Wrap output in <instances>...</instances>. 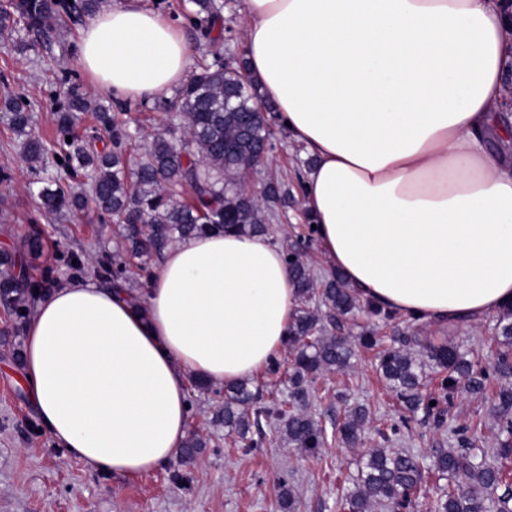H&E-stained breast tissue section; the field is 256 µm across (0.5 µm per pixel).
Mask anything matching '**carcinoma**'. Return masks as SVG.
I'll list each match as a JSON object with an SVG mask.
<instances>
[{
  "label": "carcinoma",
  "mask_w": 512,
  "mask_h": 512,
  "mask_svg": "<svg viewBox=\"0 0 512 512\" xmlns=\"http://www.w3.org/2000/svg\"><path fill=\"white\" fill-rule=\"evenodd\" d=\"M102 0H9L0 7V46L24 54L36 52L53 41L59 31L92 15ZM200 16L194 20L197 42L213 57L178 91L186 135L174 139L157 134L145 146L138 161L124 152L129 132L115 117L98 111V121L112 140V148L98 150L77 139L66 142L77 113L88 108L82 86L66 82L62 87L63 106L57 111L59 137L52 143L28 135L23 143L24 158L30 164L38 191L39 208L48 215L81 210L92 198L95 207L112 215L120 224L123 251L96 261L97 271L112 273V282L121 283L126 258L133 267L149 272V263L176 241L206 232L232 227L244 234L266 231L265 221L275 216L274 207L288 206L284 184L270 182L262 199L250 197L240 179L243 167L270 142L272 131L266 113L272 107L261 101L257 88L244 81L243 74L224 64L221 53L223 33H214L220 20L215 0H194ZM11 124L18 131L30 126L28 105L23 98L4 102ZM53 155L62 159L67 177L39 178V164ZM91 176V195L75 190L70 179L79 172ZM188 186L191 200L177 202L178 191ZM288 268L299 291V307L291 327L289 354L291 370L286 381L288 405L285 409L262 399L255 379H246L225 388V437L243 448L262 447L261 421L276 419L288 446L305 455H314L325 442V429L307 412L310 384L318 375L343 372L351 367L354 350L346 337L336 333L355 312L366 310L375 316L392 318L388 313L360 299L344 277L335 272L318 283L305 261L302 248L293 245L284 252ZM36 296L35 285L12 288L10 281L0 285V300L14 309L26 302L24 295ZM502 337L496 365L476 368L454 344L429 348L427 359L419 358L406 336L391 337L392 344L378 353L376 373L393 391L409 413L423 409L433 415L439 429L448 422L445 403H452L459 383L473 394L488 385L491 373L512 374V308L499 318ZM440 375V395L421 394L427 367ZM497 422L500 435L497 465L487 463L474 452L465 436L458 433V446L438 448L429 466L414 454L397 448H369L361 457L352 488L342 501L345 512H375L379 507H396L411 512L416 506L424 469L450 475L460 482L429 500L427 512H512V388L497 395ZM435 405H430V402ZM368 412L362 406L346 411L337 429V439L348 447L364 440ZM278 497L285 512H296L298 501L288 481L278 484Z\"/></svg>",
  "instance_id": "cac0c4a2"
}]
</instances>
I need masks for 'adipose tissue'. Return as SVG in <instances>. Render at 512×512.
Masks as SVG:
<instances>
[{
  "label": "adipose tissue",
  "mask_w": 512,
  "mask_h": 512,
  "mask_svg": "<svg viewBox=\"0 0 512 512\" xmlns=\"http://www.w3.org/2000/svg\"><path fill=\"white\" fill-rule=\"evenodd\" d=\"M250 78L314 160L302 206L365 301L421 323L512 307V0H238ZM191 46L140 0H108L75 61L117 101L170 95ZM299 297L269 236L178 241L143 294L74 279L27 326L21 379L71 460L135 478L174 458L187 385L253 377Z\"/></svg>",
  "instance_id": "1"
}]
</instances>
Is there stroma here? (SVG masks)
Wrapping results in <instances>:
<instances>
[{
  "label": "stroma",
  "mask_w": 512,
  "mask_h": 512,
  "mask_svg": "<svg viewBox=\"0 0 512 512\" xmlns=\"http://www.w3.org/2000/svg\"><path fill=\"white\" fill-rule=\"evenodd\" d=\"M79 32V25H69L62 29L56 45L36 52L21 54L0 48V105L15 95H25L32 103L33 132L54 139L56 95L61 78L70 75L82 85L89 102L72 129L80 141L103 146L104 132L97 120L102 106L143 141L171 128L183 132L176 96L118 103L101 92L74 63ZM274 132L272 162L250 175L249 186L286 180L310 164L282 124H275ZM23 141L13 130L9 113L0 108V174H9L8 179L0 177V256L12 259L10 267L0 266V280L10 279L21 288L35 281L49 289L67 278L92 276L88 259L115 251L116 224L91 206L63 216L42 214L35 199L37 187L22 155ZM290 193L287 209L267 223V235L282 246L308 232L301 190L294 186ZM35 228L41 233L36 251L28 245ZM28 321V316L0 304V512H282L277 484L283 479L299 498L298 512H339L336 503L349 489L345 476L356 474L365 448L385 442L380 431L397 407L394 394L376 375L375 351L359 346L348 371L325 374L314 385L309 411L328 434L318 454L303 456L281 442L274 420L264 426L263 448L248 452L225 441L223 386L204 390L193 386L188 395L189 425L204 443L193 460L175 459L137 478L104 476L90 465L68 460L35 418L19 379ZM367 326L381 337L408 332L418 351L429 343L461 346L483 365L495 363L499 350L493 317L438 327L401 317L386 321L360 312L346 325L345 334L357 338ZM510 386L512 376L493 379L480 394L458 387L451 407V432L434 428L432 417L421 412L408 429L387 442L427 456L433 449L455 446V428L467 425L475 447L485 450L488 462H495L493 450L499 445L496 395ZM353 404L367 407L370 416L361 447L340 445L334 435L346 406Z\"/></svg>",
  "instance_id": "stroma-1"
}]
</instances>
